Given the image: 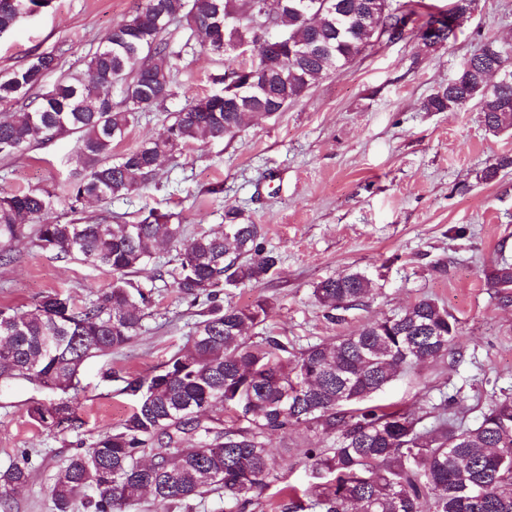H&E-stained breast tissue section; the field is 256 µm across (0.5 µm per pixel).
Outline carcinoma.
<instances>
[{"label": "carcinoma", "instance_id": "obj_1", "mask_svg": "<svg viewBox=\"0 0 512 512\" xmlns=\"http://www.w3.org/2000/svg\"><path fill=\"white\" fill-rule=\"evenodd\" d=\"M51 0H0V36L28 17L31 4ZM256 0H143L129 18L101 39L87 80L61 79L32 96L58 67L53 52L33 55L22 67L0 75V104L18 106L0 115V155L22 153L34 141L56 134L78 135L71 156V209L87 198L127 196L155 177L160 156L191 144L233 137L259 111L282 112L320 79L350 64L365 50L367 35L383 28L400 38L414 15L379 0H283L273 15L285 45L260 47L247 66L230 64L223 91L204 96L175 113L163 137L121 156L112 146L124 138L141 109L172 95L175 52L162 39L184 19L201 34L203 49L230 57L236 46L256 44ZM474 0H453L419 28L435 51L456 38L457 20ZM512 72V47L485 40L454 74L421 103L425 112H451L474 103L486 130L512 131V84L490 82L489 65ZM267 68L266 94L253 96L243 83L253 68ZM119 94L120 105L113 103ZM233 110L224 111V98ZM512 170V156L488 165L480 179L496 180ZM52 194L21 191L0 197V261L9 262L29 223L47 214ZM181 224L153 212L134 224L43 222L39 246L117 275L110 290L78 307L60 292L22 307L0 308V380L41 383L79 393L85 360L126 347L142 326L150 297L133 293L126 275L156 257L163 244L180 243L173 276L184 298H205L191 351L172 356L161 371L126 381L135 405L121 426L80 448L54 475L55 512H126L150 495L155 512H176L210 491L224 495V512H242L280 479V460L268 448L271 433L290 426L336 435L331 448L307 447L303 455L315 482L291 505L301 512H512V395L496 400L475 427L441 418L430 431L417 429L415 415L367 404L405 367L448 354L458 320L424 296L401 312L366 323L336 343L298 352L275 336L248 343L246 330L271 314L267 300L246 306L217 303L211 287L257 283L279 258L260 242L261 228L239 209L224 211V232L183 241ZM499 299L512 302V264L488 274ZM372 281L359 271L319 282L313 295L330 310L357 308ZM41 425L78 429L82 420L69 401L38 405L30 412ZM29 455L0 468V498L27 484ZM94 495L87 498L85 491Z\"/></svg>", "mask_w": 512, "mask_h": 512}]
</instances>
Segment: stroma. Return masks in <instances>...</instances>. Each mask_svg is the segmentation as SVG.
Masks as SVG:
<instances>
[{"label": "stroma", "mask_w": 512, "mask_h": 512, "mask_svg": "<svg viewBox=\"0 0 512 512\" xmlns=\"http://www.w3.org/2000/svg\"><path fill=\"white\" fill-rule=\"evenodd\" d=\"M141 2L51 0L0 37V72L58 50L59 66L44 88L87 73L100 38ZM164 38L181 53L173 96L141 112L113 154L158 137L174 112L217 89L223 57L191 40L183 23ZM490 38L512 41V0H475L458 21L456 40L432 53L410 32L399 41L373 39L351 64L283 112L255 119L235 137L185 147L162 163L154 182L130 196L71 209L72 134L0 156V196L49 191L53 206L46 218L63 223L77 217L134 223L155 210L173 215L190 237L222 232L225 209L243 210L280 262L259 283L218 288L219 299L232 305L268 299L270 317L253 335L284 336L297 349L336 341L433 297L459 322L451 352L407 369L372 400L410 410L428 429L444 398L449 423L472 427L496 398L512 394V304H503L487 282L495 265L512 263V171L491 182L480 179L495 158L512 155V133L490 134L473 104L455 112H425L420 105ZM178 252L164 246L130 274L135 286L150 291L151 302L126 348L81 367L73 405L82 428L62 431L30 417L32 407L60 402V391L22 380L0 386V467L23 450L32 464L31 479L11 493L8 512H53L50 487L58 467L130 413L125 379L152 374L172 355L189 351L198 307L173 286ZM349 271L366 273L372 293L359 308L329 313L313 289ZM112 280L109 269L56 258L29 236L17 245L13 262L0 264V307L26 305L55 290L80 306ZM330 443V436L302 427L270 438L285 482L299 487L312 481L302 448Z\"/></svg>", "instance_id": "stroma-1"}]
</instances>
